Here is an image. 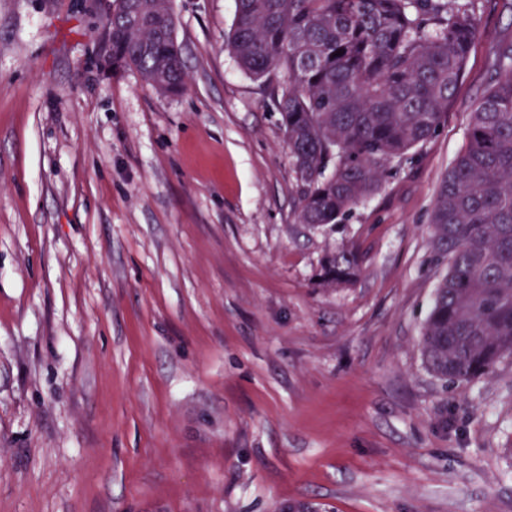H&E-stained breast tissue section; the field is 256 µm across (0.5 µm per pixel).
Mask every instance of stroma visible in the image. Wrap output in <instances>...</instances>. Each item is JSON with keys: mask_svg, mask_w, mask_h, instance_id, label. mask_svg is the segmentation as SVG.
<instances>
[{"mask_svg": "<svg viewBox=\"0 0 512 512\" xmlns=\"http://www.w3.org/2000/svg\"><path fill=\"white\" fill-rule=\"evenodd\" d=\"M172 10L177 96L102 71V0H0V512H512V356L450 385L419 347L512 8L479 0L439 131L329 235L235 0ZM341 248L356 281L321 287Z\"/></svg>", "mask_w": 512, "mask_h": 512, "instance_id": "1", "label": "stroma"}]
</instances>
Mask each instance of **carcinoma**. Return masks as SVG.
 I'll return each mask as SVG.
<instances>
[{
    "label": "carcinoma",
    "mask_w": 512,
    "mask_h": 512,
    "mask_svg": "<svg viewBox=\"0 0 512 512\" xmlns=\"http://www.w3.org/2000/svg\"><path fill=\"white\" fill-rule=\"evenodd\" d=\"M477 27L476 0H236L228 47L238 65L288 82L279 111L299 223L337 224L379 188L388 163L437 133ZM128 69L167 95L183 91L169 0H124L112 14V73ZM430 224L448 272L423 325V363L447 383L470 382L512 355L510 37L493 51ZM357 274L353 251H329L319 281L341 288Z\"/></svg>",
    "instance_id": "obj_1"
}]
</instances>
